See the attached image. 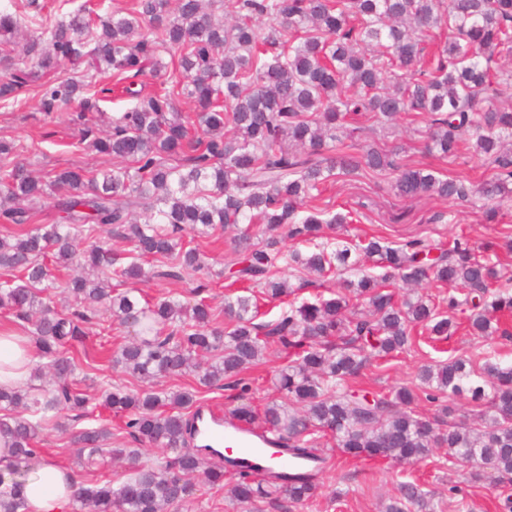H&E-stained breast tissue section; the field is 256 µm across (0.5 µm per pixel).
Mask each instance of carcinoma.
<instances>
[{"label":"carcinoma","instance_id":"carcinoma-1","mask_svg":"<svg viewBox=\"0 0 512 512\" xmlns=\"http://www.w3.org/2000/svg\"><path fill=\"white\" fill-rule=\"evenodd\" d=\"M44 9L39 0L0 7V105L19 103L39 71L83 64L44 86L39 109L71 111L77 147L120 164L37 177L13 162L26 145L0 140V223L13 226L0 235V269L9 275L0 281V308L28 325L46 360L33 379L53 378L49 391L0 388V407L9 411L0 418V441L11 454L8 474L0 473V512L24 507V463L37 456L42 431L63 427L59 411L85 416L89 398L72 387L78 358L70 341L101 306L136 336L115 359L125 372L143 380L195 372L204 386L235 390L242 404L229 418L275 433L288 453L316 466L268 468L257 481L246 460L214 459L191 444L195 392L115 387L104 406L125 419L138 444L116 449L134 466L116 488H88L69 475L72 512H168L195 496L199 471L219 488L233 474L231 496L248 512H263L259 503L281 496L302 505L317 495L328 466L330 454L320 447L327 432L353 457L414 464L446 448L448 457L475 467L476 481L512 475V365L479 357L424 364L419 395L350 385L366 366L405 352L419 327L446 336L462 315L476 336L511 335L500 328L512 315V291L500 283L497 262L466 236L446 245L427 236L398 244L381 235L353 245L324 242L323 225L345 224L348 215L317 205L324 181L366 170L392 174L390 188L400 198L465 204L504 194L512 151L498 147L512 141V106L502 100L512 70L497 67L496 57L512 53V0H131L129 9L103 14L85 4L56 15ZM101 73L136 100L107 118L106 131L88 118L99 111L98 92H112L96 90ZM146 75L156 87L144 95L129 79ZM181 101L193 112L179 111ZM399 119L425 125V150L441 159L471 144L491 160L494 180L444 177L404 159L402 144H363L376 126ZM48 202L57 221L36 223ZM217 226L238 231L242 252L226 279L261 288L269 301L294 294L280 277L282 260L325 277L351 270L356 253L377 258L385 273L351 283L362 310L349 311L339 295L293 299L277 319L259 323L253 293L225 297L224 322L217 323L204 299L191 307L174 295L152 302L134 287L202 270L204 260L184 237ZM100 229L131 242L136 257L122 262L105 241L80 248ZM259 233L264 240L252 243ZM287 239L311 249L284 252ZM61 268L73 271L62 284L55 276ZM114 275L132 287L112 292ZM430 277L460 286L461 296L448 294L444 308L396 292L399 281L420 286ZM58 286L75 298L73 311L51 305L46 292ZM271 342L295 359L278 372L281 399L258 411L244 403L251 387L243 373ZM448 392L481 407L479 421L445 430L412 407ZM110 435L107 424L73 432L76 463L93 461ZM144 447L162 449L163 457L138 464ZM413 506L433 512L432 498L409 482L384 512Z\"/></svg>","mask_w":512,"mask_h":512}]
</instances>
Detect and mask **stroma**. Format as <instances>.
<instances>
[{"label":"stroma","instance_id":"stroma-1","mask_svg":"<svg viewBox=\"0 0 512 512\" xmlns=\"http://www.w3.org/2000/svg\"><path fill=\"white\" fill-rule=\"evenodd\" d=\"M75 130L65 112L47 114L37 106L36 94H29L26 103L19 107H0V138L15 139L28 146L21 156L30 169L48 172L57 167L81 166L88 169L112 167V158L85 152L74 147ZM373 141L379 147L396 142L407 147V157L413 162L436 165L444 174L460 176L473 181H485L494 175L492 165L485 163L472 151L466 150L445 162L433 161L421 151L420 133L406 123L397 127L376 129ZM391 176L387 173L363 172L346 179H332L322 188L321 206L334 212L350 214L351 222L331 230V237L358 239L367 234H379L391 242L413 236H427L448 242L454 236H469L475 245L498 241L505 229H512V192L502 195L500 209L494 222H485L478 207L440 201L431 197L402 199L390 190ZM447 211L444 223H431V216ZM190 247L196 248L207 268L199 273H188L178 281L163 280L143 287L148 300L165 296L168 292L181 293L186 300H193L196 288H204L205 299L215 312H223L224 296L228 294L224 270L236 263L238 252L232 233L215 230L207 236H192ZM126 327L113 322L108 311H101L97 324L89 326L79 347L78 368L73 378L78 388L92 399L101 398L106 385L112 384L130 391L143 389L140 379L132 377L115 365L113 356L131 339ZM512 364V338L493 336L485 339L472 335L467 328H459L448 339L438 341L422 334L415 336L406 352L387 361L367 366L356 380L358 386L374 391H389L399 385H417V371L421 365L454 357L474 354ZM287 359L279 347H271L263 360L251 367L247 375L252 381L248 396L255 407L277 398L275 378ZM157 391L195 392L197 403L222 412H230L236 405L228 391L200 385L194 374L181 377H162L156 384ZM322 447L331 449L332 461L322 474L320 489L313 501L304 508L293 506L287 499L265 505V512H379L382 501L399 495L405 482H417L422 491L432 493L435 512H502L504 495L512 493V483L473 480L468 468L449 459L445 450H437L430 458L411 466H399L388 460L349 458L335 450V442L323 437ZM76 448L70 432L51 430L41 441V452L33 458L29 469H36L41 462L54 460L74 467L75 476L85 485L104 482L120 485L130 472L127 462L111 459L110 455L95 457L91 465L75 467ZM456 485V494H449V485Z\"/></svg>","mask_w":512,"mask_h":512}]
</instances>
